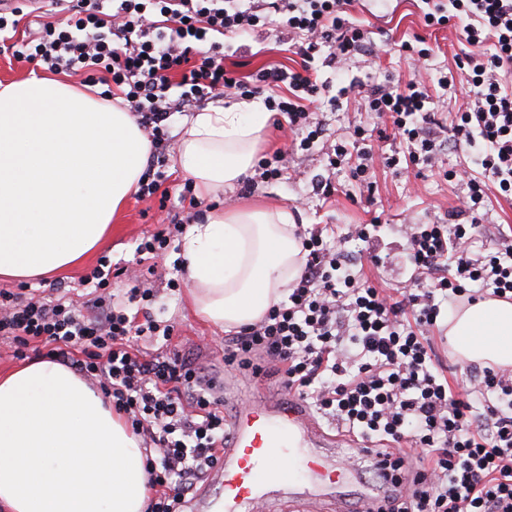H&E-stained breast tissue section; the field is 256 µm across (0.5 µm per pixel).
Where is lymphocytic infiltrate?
<instances>
[{
    "label": "lymphocytic infiltrate",
    "instance_id": "f902f5d3",
    "mask_svg": "<svg viewBox=\"0 0 512 512\" xmlns=\"http://www.w3.org/2000/svg\"><path fill=\"white\" fill-rule=\"evenodd\" d=\"M352 0H48L35 36L19 34L31 0L0 12V50L53 73L101 86V99L121 100L134 113L152 152L137 197L157 193L168 141L167 121L208 96L240 97L285 83L287 96H266L274 126L288 125L307 151L323 140L307 103L325 92L308 70L322 48L348 59L364 49V31L350 19ZM296 37L302 71L261 70L254 81L227 69L226 38L264 27L268 15ZM426 26L463 20L455 65L469 86L455 112V146L477 152L481 172L469 175L467 224H416L405 265L412 287L390 293L356 277L340 244L304 233V270L285 297L233 336L227 364L261 373L266 358L289 394L340 429L375 444L374 466L386 485L384 505L358 512H512V370L483 367L454 384L437 363L441 306L485 297L512 300V241L470 257L486 183L512 198V0H448L423 15ZM180 81H173V74ZM178 97H171L172 87ZM425 86H382L365 97L366 111L389 116L406 142L411 164L434 165L435 146ZM136 270L96 268L89 299L26 296L0 289V338L15 358L32 344L68 362L125 416L145 450L150 497L146 512H186L197 483L221 460L224 402L204 369L180 350L144 351L149 340H171L175 327L155 320L150 288L132 296L142 316L114 304L112 275ZM410 441L413 450L398 449Z\"/></svg>",
    "mask_w": 512,
    "mask_h": 512
}]
</instances>
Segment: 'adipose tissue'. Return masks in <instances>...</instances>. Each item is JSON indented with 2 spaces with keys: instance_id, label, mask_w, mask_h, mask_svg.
<instances>
[{
  "instance_id": "obj_1",
  "label": "adipose tissue",
  "mask_w": 512,
  "mask_h": 512,
  "mask_svg": "<svg viewBox=\"0 0 512 512\" xmlns=\"http://www.w3.org/2000/svg\"><path fill=\"white\" fill-rule=\"evenodd\" d=\"M270 118L256 102L192 117L176 166L204 195L246 176ZM150 142L136 119L71 84L0 85V277L29 281L78 265L138 187ZM281 208L205 210L183 237L195 313L231 330L259 320L303 271ZM469 363L512 367V301L448 314ZM143 454L124 421L67 366L39 360L0 374V505L8 512H145Z\"/></svg>"
}]
</instances>
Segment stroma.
<instances>
[{
	"label": "stroma",
	"mask_w": 512,
	"mask_h": 512,
	"mask_svg": "<svg viewBox=\"0 0 512 512\" xmlns=\"http://www.w3.org/2000/svg\"><path fill=\"white\" fill-rule=\"evenodd\" d=\"M352 16L366 33L364 51L344 65L317 57L315 65L319 81L327 83L334 94L354 80L368 85L414 80L425 85L433 96L436 118L429 131L442 146L438 166L419 170L402 165L387 168L377 162L369 171L375 187L367 189L366 184L352 176L357 155L364 146L363 141L354 138L353 131L358 127L372 130L378 118L375 113L365 111L355 99H348L337 107L322 96L311 106L313 117L320 122L326 140L344 142L348 154L342 162L331 163L322 147L293 152L290 149L292 133L270 126L263 133L260 152L269 156L280 150L288 151V163L280 178L268 182L255 180L247 192L242 187H234L218 200H199L198 206L205 209L217 204L233 208L259 203L288 209L300 229H322L324 236L344 244L355 258L358 277L383 288L395 289L409 277L403 265L408 225L464 224L468 221L467 216L460 213L468 187L466 183L453 180L451 174L473 166L475 157L471 152L453 146L450 128L454 112L464 107L468 100L466 85L458 80L452 88L444 90L437 84L441 76L456 71L461 23L455 19L443 28L426 27L417 0H357ZM417 36L425 37L432 49L428 60L419 66L397 53L402 41ZM287 39V31L274 24L238 38L241 51L233 60L238 65L239 76H252L274 66L301 68L302 57L287 51L284 46ZM186 118V113L176 112L169 120L162 182L167 192L166 202L130 197L113 223L111 235L92 254L69 271L37 281V289L50 290L55 299L85 295L86 289L80 286V279L90 275L100 258H108L114 263L133 260L138 243L158 230L160 210H167L180 219L189 215L190 210L184 207L180 197L185 177L174 165ZM326 182L334 188L328 197L321 189ZM480 214L479 233L472 247L476 254L495 247L503 236L512 237V200L500 197L496 190H488ZM375 222L381 226L378 235L366 242L357 240L356 226ZM374 254L383 257V265L371 264L370 257ZM181 256L182 238L177 235L172 237L167 255L158 259L156 273L151 279L152 287L158 291L151 307L154 318L174 325L177 331L174 343L192 351L207 375L221 384L220 394L225 408L251 402L260 390H277L275 378L258 377L252 371L227 365V331L208 324L186 306L188 285L182 271L173 267L174 261ZM321 426L337 437V462L356 471L357 480L345 490L341 503L343 512H351L362 502L365 492L375 485L371 462L362 456L360 448L348 445L345 437L339 436L336 424L325 420Z\"/></svg>",
	"instance_id": "stroma-1"
}]
</instances>
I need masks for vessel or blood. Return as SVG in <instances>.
<instances>
[{"instance_id":"vessel-or-blood-1","label":"vessel or blood","mask_w":512,"mask_h":512,"mask_svg":"<svg viewBox=\"0 0 512 512\" xmlns=\"http://www.w3.org/2000/svg\"><path fill=\"white\" fill-rule=\"evenodd\" d=\"M301 434L322 442L327 439L303 407L286 399L269 396L236 408L224 443L221 492L211 501V512H249L251 506L264 502V485H292L301 472L311 478L313 486L296 494L295 512H309L314 504L328 500L329 490L340 483L342 467L316 451L303 456L300 469L281 464Z\"/></svg>"}]
</instances>
